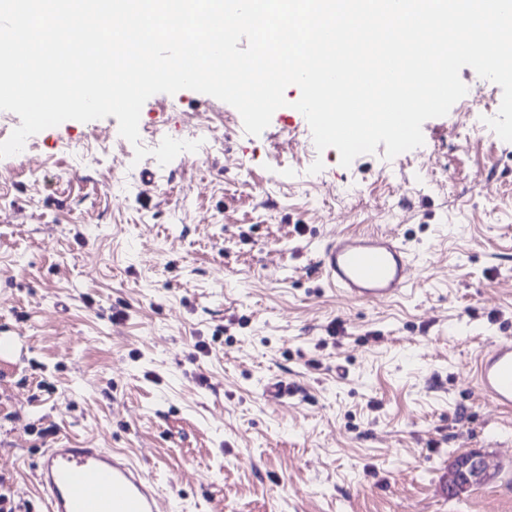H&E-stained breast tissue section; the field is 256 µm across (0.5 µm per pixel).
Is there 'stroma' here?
<instances>
[{
    "instance_id": "obj_1",
    "label": "stroma",
    "mask_w": 512,
    "mask_h": 512,
    "mask_svg": "<svg viewBox=\"0 0 512 512\" xmlns=\"http://www.w3.org/2000/svg\"><path fill=\"white\" fill-rule=\"evenodd\" d=\"M460 78L466 101L390 160L317 151L295 85L257 136L212 96L156 94L150 151L211 129L164 166L135 160L112 116L0 158V335L22 347L0 361V493L16 512H42L33 468L61 437L126 454L161 512H512V412L474 385L481 353L512 342V142L466 106L501 87ZM354 231L408 242L407 294L328 287L318 255ZM276 380L292 394L269 399ZM471 450L494 476L449 496Z\"/></svg>"
}]
</instances>
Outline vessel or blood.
<instances>
[{
	"mask_svg": "<svg viewBox=\"0 0 512 512\" xmlns=\"http://www.w3.org/2000/svg\"><path fill=\"white\" fill-rule=\"evenodd\" d=\"M414 252L382 233L343 234L327 243L319 267L330 285L354 302L404 295ZM475 383L497 409L512 411V342L492 344L477 361ZM47 512H158L149 474L107 448H72L60 442L44 449L34 466Z\"/></svg>",
	"mask_w": 512,
	"mask_h": 512,
	"instance_id": "vessel-or-blood-1",
	"label": "vessel or blood"
}]
</instances>
